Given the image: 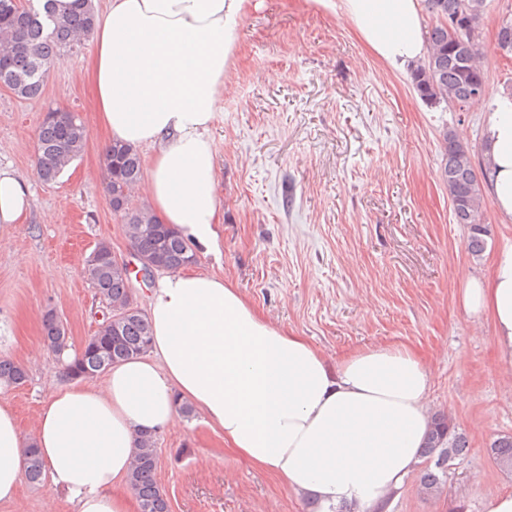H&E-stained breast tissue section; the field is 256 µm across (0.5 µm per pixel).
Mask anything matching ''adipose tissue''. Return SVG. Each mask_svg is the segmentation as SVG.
Listing matches in <instances>:
<instances>
[{"label": "adipose tissue", "mask_w": 512, "mask_h": 512, "mask_svg": "<svg viewBox=\"0 0 512 512\" xmlns=\"http://www.w3.org/2000/svg\"><path fill=\"white\" fill-rule=\"evenodd\" d=\"M248 0H110L91 34L87 75L107 142L150 149L142 186L159 221L197 245L218 240L217 149L211 135L235 33ZM340 15L402 71L425 55L419 0H340ZM488 192L512 223V97L478 101ZM32 208L29 185L0 168V240ZM489 318L496 362L512 378V239L487 276L460 291ZM153 353L110 367L103 385H64L43 401L33 440L0 403V502L19 490L36 447L72 512H134L125 486L145 434L176 426L188 401L227 447L319 512H383L416 470L429 428L433 367L398 343L330 359L270 323L223 277L183 269L157 280L148 304Z\"/></svg>", "instance_id": "adipose-tissue-1"}]
</instances>
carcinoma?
Instances as JSON below:
<instances>
[{
  "instance_id": "obj_1",
  "label": "carcinoma",
  "mask_w": 512,
  "mask_h": 512,
  "mask_svg": "<svg viewBox=\"0 0 512 512\" xmlns=\"http://www.w3.org/2000/svg\"><path fill=\"white\" fill-rule=\"evenodd\" d=\"M52 0H46L44 11L33 7L14 10L13 0H0V63H5L4 76L10 78L15 94L22 99L41 96L49 68L81 44L91 34L94 7H86L56 17L50 12ZM433 19L428 30L427 55L410 70V81L420 97L428 102L448 104L456 108L464 91L475 81L486 77L479 61L482 26L487 0H424ZM453 11L461 16L460 41L448 39V30L440 19ZM86 130L78 116L66 112L54 120L41 123L37 138L38 178L55 182L65 167L83 151ZM444 154L441 177L448 185V197L465 201L473 220L467 224L468 251L479 259L487 247L488 228L484 222V172L475 166L473 146L455 132L443 135ZM109 192L115 213L133 250L145 262L175 272L185 267L193 255L190 242L167 224H162L146 206L132 205V189L141 180L142 160L138 151L128 145L114 143L105 155ZM453 176H448V169ZM96 261L86 266L85 274L96 292L112 305V313L122 314L118 326L103 323L98 333L82 351L63 368L68 379L89 378L105 372L110 366L146 353L152 345V330L147 316L138 311L125 314L131 297L126 268L112 258V247L98 243ZM44 343L57 358L67 351L68 336L57 317L43 320ZM25 369L10 360L0 359V385L17 386L26 381ZM469 443L458 431L451 417L434 413L432 429L422 457L426 465L419 478L423 495L434 497L442 491L448 468L439 465L444 459L454 462L467 454ZM495 463L512 472V436L499 437L491 445ZM158 452L153 436L143 437L137 448L128 482L139 499L140 512H170L165 492L156 479ZM33 484L44 480V470L36 452H30L24 470Z\"/></svg>"
}]
</instances>
